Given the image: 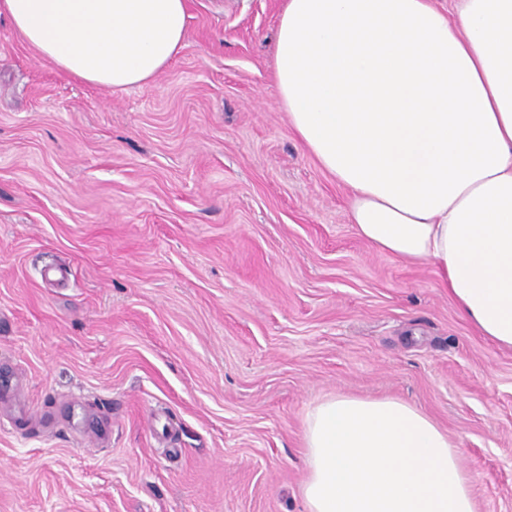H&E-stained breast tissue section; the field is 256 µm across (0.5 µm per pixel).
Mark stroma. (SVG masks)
<instances>
[{"instance_id":"stroma-1","label":"stroma","mask_w":512,"mask_h":512,"mask_svg":"<svg viewBox=\"0 0 512 512\" xmlns=\"http://www.w3.org/2000/svg\"><path fill=\"white\" fill-rule=\"evenodd\" d=\"M282 7L188 0L125 90L0 18V512H304L335 395L414 404L512 512V349L358 236L279 102Z\"/></svg>"}]
</instances>
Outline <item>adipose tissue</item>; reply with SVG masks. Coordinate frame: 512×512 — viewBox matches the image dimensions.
Returning <instances> with one entry per match:
<instances>
[{
    "mask_svg": "<svg viewBox=\"0 0 512 512\" xmlns=\"http://www.w3.org/2000/svg\"><path fill=\"white\" fill-rule=\"evenodd\" d=\"M66 76L150 85L187 0H0ZM274 82L290 125L349 190L375 249L435 269L460 314L512 348V0H285ZM306 512H476L447 433L397 398L335 396L304 428Z\"/></svg>",
    "mask_w": 512,
    "mask_h": 512,
    "instance_id": "ef3b65f1",
    "label": "adipose tissue"
}]
</instances>
